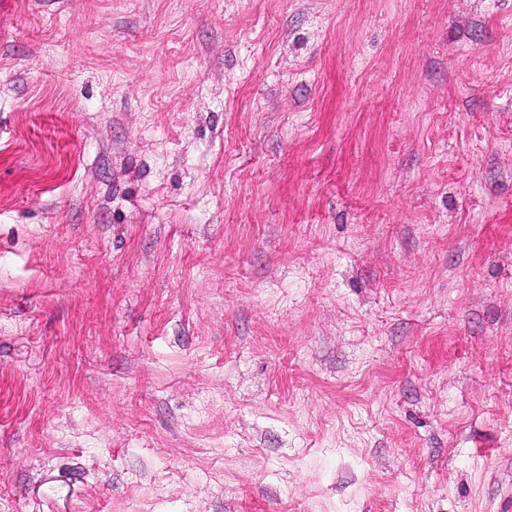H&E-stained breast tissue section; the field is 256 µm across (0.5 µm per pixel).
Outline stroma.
<instances>
[{
  "label": "stroma",
  "mask_w": 512,
  "mask_h": 512,
  "mask_svg": "<svg viewBox=\"0 0 512 512\" xmlns=\"http://www.w3.org/2000/svg\"><path fill=\"white\" fill-rule=\"evenodd\" d=\"M0 11V512H512V0Z\"/></svg>",
  "instance_id": "obj_1"
}]
</instances>
